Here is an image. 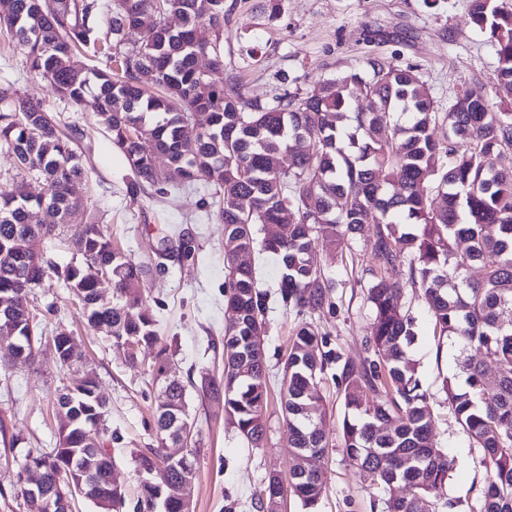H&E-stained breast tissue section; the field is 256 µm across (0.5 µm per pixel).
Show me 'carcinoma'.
Instances as JSON below:
<instances>
[{"label": "carcinoma", "instance_id": "1", "mask_svg": "<svg viewBox=\"0 0 512 512\" xmlns=\"http://www.w3.org/2000/svg\"><path fill=\"white\" fill-rule=\"evenodd\" d=\"M1 8L7 33L28 50L30 69L61 99L90 106L111 132L131 172L130 194L153 188L166 195L196 185L211 190L213 215L224 225L228 320L223 376L202 382L201 389L224 398V420L255 448L264 437L267 405L268 304L251 255L260 249L278 260L281 302L301 317L282 377L288 447L294 449L288 488L308 512L320 502L325 481L306 460L328 447L316 379L339 362L308 321L332 304L339 286L321 265L319 240L341 251L360 240L374 264L365 286L373 358L359 367L346 362L336 376L347 410L343 452L350 464L371 472L388 494L386 512H435L448 483L450 463L435 442L428 390L408 355L417 336L401 305L408 286L428 304L434 334L459 346L457 373L443 378L442 390L483 450L488 485L481 512H512V169L500 164L512 150L511 112L493 111L484 94L469 88L441 112L413 67L376 58L368 61L369 75L346 72L324 81L317 95L286 91L270 105L252 102L210 81L198 66V56L216 50L224 0H115L99 39L91 38L90 26L98 0H0ZM146 11L155 20L141 44L130 47L128 26ZM169 12L180 14L181 29L167 26ZM470 16L495 40L497 80L511 88L512 9L500 0H472ZM97 44L104 67L91 69L78 52ZM356 87L370 99L367 112L350 110ZM197 112L207 114L206 123L196 124ZM440 127L446 134L438 139ZM0 148L47 186L42 195L23 183L0 194V300L14 303L10 328L29 331L31 289L53 277L82 296L90 327H110L112 339L151 351L161 376L168 347L142 290L147 279L168 270L167 262L196 260L194 237L181 231L175 245L139 262L91 222L79 239L80 261L59 266L43 257L35 265V243L55 239L78 207L70 186L83 168L73 139L42 102L10 85L0 88ZM489 253L495 260L472 279L468 267ZM103 269L118 305L102 299ZM390 270L405 280L388 276ZM245 356L252 361L247 375L240 373ZM67 397L66 414L79 420L70 445L82 448L80 425L106 414L108 403L98 386L74 384L60 395ZM187 426L185 385L175 382L157 402L160 447L136 452V473L167 456ZM53 452L58 461L46 473L49 486L81 467L78 458L53 448L44 456ZM91 457L92 502L110 497L113 507L125 505L124 488L109 482L112 451L100 446ZM179 478L174 471L155 489L159 512H181ZM281 484L280 474L267 477L259 509L275 512Z\"/></svg>", "mask_w": 512, "mask_h": 512}]
</instances>
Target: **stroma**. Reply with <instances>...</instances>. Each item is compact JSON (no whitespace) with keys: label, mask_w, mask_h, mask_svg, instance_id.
Masks as SVG:
<instances>
[{"label":"stroma","mask_w":512,"mask_h":512,"mask_svg":"<svg viewBox=\"0 0 512 512\" xmlns=\"http://www.w3.org/2000/svg\"><path fill=\"white\" fill-rule=\"evenodd\" d=\"M471 0H224V32L217 48L223 68H201L225 88H240L249 99L268 104L283 91L307 96L319 93L325 79L365 71L372 57L416 68L439 107L462 89L484 92L495 111L512 112V91L500 87L496 46L489 34L470 22ZM9 80L18 93L40 100L61 126L78 129V153L84 169L72 186L80 202L58 238L42 248L47 258L65 264L76 257V241L88 220L102 224L114 247L133 260L154 257L163 231L176 227L196 240L198 259L171 264L166 274L147 287L145 304L158 320L162 341L171 354L176 378L189 384L187 403L194 423L190 442L195 466L191 488L194 512H256L254 500L270 473L287 474L291 466L288 426L281 405L284 359L297 322L285 310L279 294L280 269L275 258L254 252L255 264L269 305L264 338L268 402L265 437L257 448L247 447L224 422V402L200 388L205 379H221L224 370V227L202 205L203 192L186 187L167 195L129 194L130 170L113 146L110 132L91 109L59 98L49 83L31 72L24 48L0 32V81ZM330 275L339 282L333 305L315 317L327 346L342 359L359 364L370 357L373 314L363 284L372 264L362 243L350 256H335L321 248ZM37 321L46 337L34 361L25 366L0 365V512H28L17 482V464L28 451L58 444L55 399L93 369L108 399L107 426L112 453L128 506L139 497V481L131 454L157 447L155 429L160 386L151 372V355L142 353L129 364L125 349L106 333L88 328L80 304L56 280L33 291ZM417 337L409 355L418 365L430 394L436 441L451 463L449 505L439 512H479L488 482L482 451L458 423L441 390L453 371L452 342L433 335L428 307L412 292H404ZM65 327L84 353V366L61 368L50 336ZM335 367L317 382L325 408L328 446L319 460L325 489L318 512H385L384 492L366 474L346 461L342 447L345 408L336 388Z\"/></svg>","instance_id":"1"}]
</instances>
